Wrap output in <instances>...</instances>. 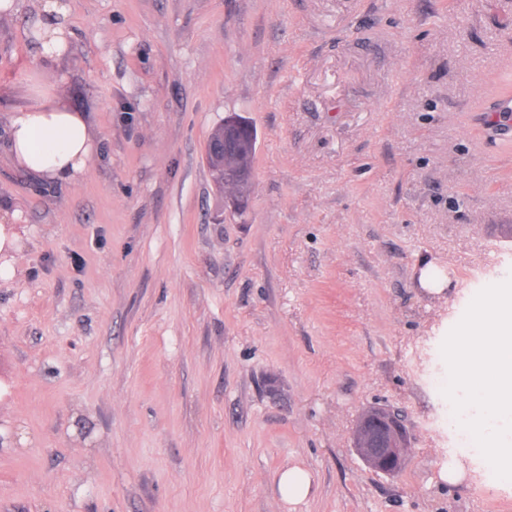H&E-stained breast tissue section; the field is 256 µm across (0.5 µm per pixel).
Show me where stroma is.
<instances>
[{
    "label": "stroma",
    "mask_w": 512,
    "mask_h": 512,
    "mask_svg": "<svg viewBox=\"0 0 512 512\" xmlns=\"http://www.w3.org/2000/svg\"><path fill=\"white\" fill-rule=\"evenodd\" d=\"M33 0L0 15V139L38 90L98 134L71 185L0 149V512H512L441 392L447 333L512 276V141L478 130L512 74V0ZM257 131L249 206L205 158ZM434 263L444 296L418 285ZM401 410L386 476L354 449ZM308 471L290 505L280 473ZM47 1L43 5V19L40 21L42 36L40 43L42 44L43 54L46 57H52L64 48L67 44V31L65 19L67 16V7L60 3V0H44ZM223 128V123L217 125L213 132L211 133L210 138L220 131ZM238 126H224L223 133L221 139L219 141H209L207 152L215 155H225L230 154L231 152L236 150L237 138H236V129Z\"/></svg>",
    "instance_id": "35a3bbf8"
}]
</instances>
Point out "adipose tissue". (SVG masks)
<instances>
[{
  "label": "adipose tissue",
  "instance_id": "obj_1",
  "mask_svg": "<svg viewBox=\"0 0 512 512\" xmlns=\"http://www.w3.org/2000/svg\"><path fill=\"white\" fill-rule=\"evenodd\" d=\"M66 16L62 0H46L40 21L45 56H54L66 45ZM7 133L13 165L54 183H76L97 147V133L85 114L70 108L55 89L42 93L35 105L11 113Z\"/></svg>",
  "mask_w": 512,
  "mask_h": 512
}]
</instances>
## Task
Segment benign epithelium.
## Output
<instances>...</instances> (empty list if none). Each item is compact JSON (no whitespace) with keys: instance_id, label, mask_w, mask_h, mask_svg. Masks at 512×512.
Instances as JSON below:
<instances>
[{"instance_id":"obj_1","label":"benign epithelium","mask_w":512,"mask_h":512,"mask_svg":"<svg viewBox=\"0 0 512 512\" xmlns=\"http://www.w3.org/2000/svg\"><path fill=\"white\" fill-rule=\"evenodd\" d=\"M236 127L224 126L221 139L208 142L207 151L228 155L236 150ZM366 443L356 451L369 469L385 475L398 474L406 459V431L403 422L391 410L380 411L366 426Z\"/></svg>"}]
</instances>
